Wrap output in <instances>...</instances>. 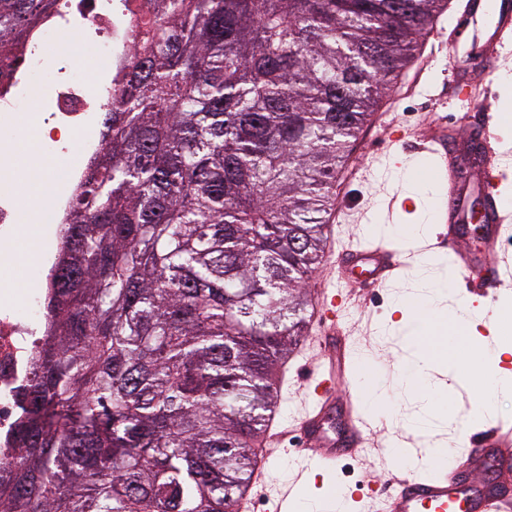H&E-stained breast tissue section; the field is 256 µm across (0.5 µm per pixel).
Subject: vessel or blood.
Returning a JSON list of instances; mask_svg holds the SVG:
<instances>
[{
	"label": "vessel or blood",
	"instance_id": "b4317fda",
	"mask_svg": "<svg viewBox=\"0 0 512 512\" xmlns=\"http://www.w3.org/2000/svg\"><path fill=\"white\" fill-rule=\"evenodd\" d=\"M450 45L455 94L475 98L477 87L465 76H486L490 60L512 45V0H472L471 13L457 21ZM447 141L446 133L435 137L436 185L443 203L438 209L440 229L426 247L448 250L460 287L478 291L492 303L499 288L512 278V261L500 255L504 228L512 223V210L502 205L497 192L503 154L494 144L488 122L479 123L472 144L480 165L477 174L466 180ZM473 194L482 201L483 250L478 255L464 246L470 231L468 200ZM415 255V249L390 243L348 253L340 265L346 273L359 274L364 287L374 289L411 266ZM317 316L324 332L335 329V293L321 291ZM312 374L317 380L312 390L316 407L300 424L303 446L296 451L304 472L314 465L330 467L344 456H360L374 433L371 418L341 395L358 374L345 346L331 349ZM376 493L383 502L382 512H512V426L497 423L469 435L457 457L445 466L434 464L431 476L403 473Z\"/></svg>",
	"mask_w": 512,
	"mask_h": 512
}]
</instances>
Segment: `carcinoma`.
I'll list each match as a JSON object with an SVG mask.
<instances>
[{
  "label": "carcinoma",
  "mask_w": 512,
  "mask_h": 512,
  "mask_svg": "<svg viewBox=\"0 0 512 512\" xmlns=\"http://www.w3.org/2000/svg\"><path fill=\"white\" fill-rule=\"evenodd\" d=\"M447 0H160L104 113L0 512H239L336 175ZM52 0H0V57Z\"/></svg>",
  "instance_id": "1"
}]
</instances>
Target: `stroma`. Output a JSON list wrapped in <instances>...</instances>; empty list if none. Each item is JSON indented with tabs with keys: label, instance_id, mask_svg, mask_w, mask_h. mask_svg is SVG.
<instances>
[{
	"label": "stroma",
	"instance_id": "35a3bbf8",
	"mask_svg": "<svg viewBox=\"0 0 512 512\" xmlns=\"http://www.w3.org/2000/svg\"><path fill=\"white\" fill-rule=\"evenodd\" d=\"M467 0H448L447 7L435 18L429 34L422 40L415 59L409 64L395 89L383 99L371 123L364 128L354 151L336 182V209L330 219L332 250L365 247L383 238L412 245L416 233L434 222L440 205L438 191L430 176L435 166L431 154L423 151L426 140L437 131V118L458 137L469 135L473 121L480 116L490 118L491 128L512 124V95L504 96L497 87L500 72L512 65V52L500 54L491 63V75L470 120H460L454 90L448 81L450 66L448 39L457 17L465 10ZM400 194L391 213L380 214L390 188ZM452 269L448 252L434 253L424 272L407 270L394 281L375 292L362 291L354 278L332 275L329 266H322L308 282L311 292L333 288L350 295L347 309L337 321V329L353 344V357L370 354L385 363L384 373H360L352 390L353 396L366 398L367 386H374L380 403L377 414L382 425L375 436V445L368 457L344 458L331 471L309 474L296 495L313 505L333 493L343 496L345 512H370L360 480L374 476L389 480L391 449L388 435L406 431L410 419L433 423L449 418L452 406L402 390L389 362L411 357L416 340L403 336L397 329L393 305L428 291L430 282L447 278ZM306 341L294 349L281 372L279 409L276 413L278 444L264 448L260 470L265 491L251 489L248 512H270L274 491L292 479L296 469V416L304 393L302 387L309 369L316 366V339L321 331L316 321L307 324Z\"/></svg>",
	"mask_w": 512,
	"mask_h": 512
}]
</instances>
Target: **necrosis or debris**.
Here are the masks:
<instances>
[{
    "label": "necrosis or debris",
    "mask_w": 512,
    "mask_h": 512,
    "mask_svg": "<svg viewBox=\"0 0 512 512\" xmlns=\"http://www.w3.org/2000/svg\"><path fill=\"white\" fill-rule=\"evenodd\" d=\"M153 0H56L54 12L43 21L23 48L22 59L0 79V124L13 137L0 140V151L11 150L16 139L38 132L42 143L60 162L67 179L80 180L79 165L88 140L73 137L87 113L106 111L117 77L132 62V31L147 19ZM80 34L84 45L74 69L54 67L57 57H69L70 37ZM14 176L0 174V269L22 271L28 249L13 226L21 208L38 212L44 223H63L70 202L62 197L21 202ZM41 294H19L0 279V461H9L10 430L21 413L28 377V358L39 343Z\"/></svg>",
    "instance_id": "necrosis-or-debris-1"
}]
</instances>
